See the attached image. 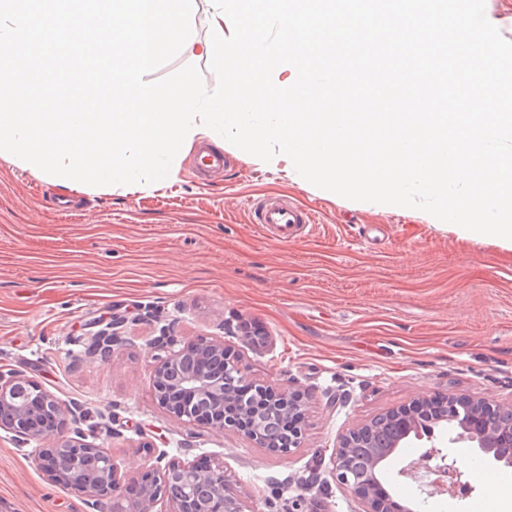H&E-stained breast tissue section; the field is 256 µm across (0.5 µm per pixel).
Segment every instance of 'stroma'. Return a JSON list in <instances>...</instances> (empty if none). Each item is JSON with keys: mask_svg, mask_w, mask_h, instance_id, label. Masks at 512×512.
<instances>
[{"mask_svg": "<svg viewBox=\"0 0 512 512\" xmlns=\"http://www.w3.org/2000/svg\"><path fill=\"white\" fill-rule=\"evenodd\" d=\"M233 163L204 178L194 148L174 179L147 190L75 189L0 157V368L38 380L114 428L105 446L120 470L147 463L150 442L183 460L223 463L244 512H363L331 475L339 435L424 396L512 398V245L431 224L304 184L287 159L270 162L225 145ZM281 195L314 209L296 243L253 224L252 198ZM125 316L110 362L75 364V339L100 317ZM248 325L241 347L252 377L309 393L303 439L286 456L242 432L217 434L172 418L155 400L153 343ZM461 498L431 495L425 474L400 471L425 450L411 440L382 468L411 512H512V467L476 448ZM498 472L490 489L482 469ZM44 477L38 454L0 438V512H82Z\"/></svg>", "mask_w": 512, "mask_h": 512, "instance_id": "stroma-1", "label": "stroma"}]
</instances>
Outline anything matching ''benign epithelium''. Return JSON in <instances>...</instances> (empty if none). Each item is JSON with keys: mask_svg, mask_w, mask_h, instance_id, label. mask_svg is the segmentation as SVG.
I'll return each mask as SVG.
<instances>
[{"mask_svg": "<svg viewBox=\"0 0 512 512\" xmlns=\"http://www.w3.org/2000/svg\"><path fill=\"white\" fill-rule=\"evenodd\" d=\"M124 325L122 318L114 317L100 323L98 330L78 337L85 343V355L109 360L122 342L120 329ZM155 348L160 354L152 372L153 395L172 417L189 425L201 422L215 433L236 429L273 455H287L300 445V428H288V441L281 443L256 417L269 411L290 420L304 413L309 399L306 390L287 384L273 387L252 378L239 354L222 339L200 337L181 343L163 334ZM430 405L431 400L423 399L385 413L398 423L401 436L394 448L372 456L366 466L356 465L350 449L372 442L377 419L339 436L332 475L363 500V512H401L377 470L411 436L426 440L430 449L406 474L438 458L434 473L441 485L450 493L460 485L461 474L437 448L435 433L424 435L415 429ZM439 407L448 410V426L458 429L452 442H469L495 460L512 465V399L498 402L450 394ZM87 419L84 408L47 391L36 379L0 369V431L20 450L33 442L49 444L47 452L39 455L47 481L69 489L86 508L103 512V503L110 500L112 512H158L161 502L170 505L169 512H244L229 488L224 464L169 459L161 452L153 456L152 464L120 473L107 449L92 441L96 429L109 433L110 426L89 425Z\"/></svg>", "mask_w": 512, "mask_h": 512, "instance_id": "benign-epithelium-1", "label": "benign epithelium"}]
</instances>
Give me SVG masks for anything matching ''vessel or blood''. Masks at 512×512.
<instances>
[{"mask_svg":"<svg viewBox=\"0 0 512 512\" xmlns=\"http://www.w3.org/2000/svg\"><path fill=\"white\" fill-rule=\"evenodd\" d=\"M200 167L212 175L222 174L230 165L229 156L212 150L208 145H200ZM252 221L271 237L283 243L296 241L308 224L314 223V210L278 196H263L254 200Z\"/></svg>","mask_w":512,"mask_h":512,"instance_id":"b4317fda","label":"vessel or blood"}]
</instances>
